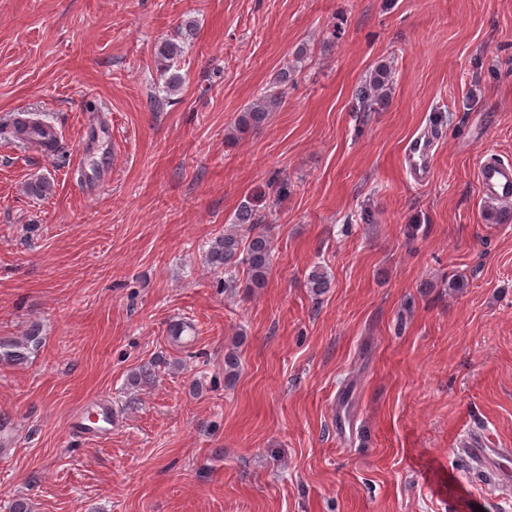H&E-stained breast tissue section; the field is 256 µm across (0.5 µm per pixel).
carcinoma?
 <instances>
[{"instance_id": "carcinoma-1", "label": "carcinoma", "mask_w": 512, "mask_h": 512, "mask_svg": "<svg viewBox=\"0 0 512 512\" xmlns=\"http://www.w3.org/2000/svg\"><path fill=\"white\" fill-rule=\"evenodd\" d=\"M196 24L186 19L178 31L177 37L162 41L158 46V55L162 62V76L165 79V89L175 92L183 85V76L178 63L183 56L186 43L195 36ZM391 80V73L385 67L374 71L369 80L358 91V97L363 106L369 107L385 96ZM283 92L269 90L252 103L239 116L235 131L241 132L257 128L263 124L270 112L276 110L282 101ZM53 185L45 177H37L26 185L27 193L35 198H45L52 192ZM261 219L257 217L249 202L240 205L236 223L224 230V233L214 237L205 254V262L216 274H224L230 268L245 266L248 274L247 287L260 288L264 285L272 262V243L262 232L244 237L239 233V227L248 224L255 229ZM309 285L318 294L329 287L327 273L320 267L315 268L309 276ZM41 345V339L34 331L28 333L24 340L0 343V363L8 364L26 358V351L36 349Z\"/></svg>"}]
</instances>
